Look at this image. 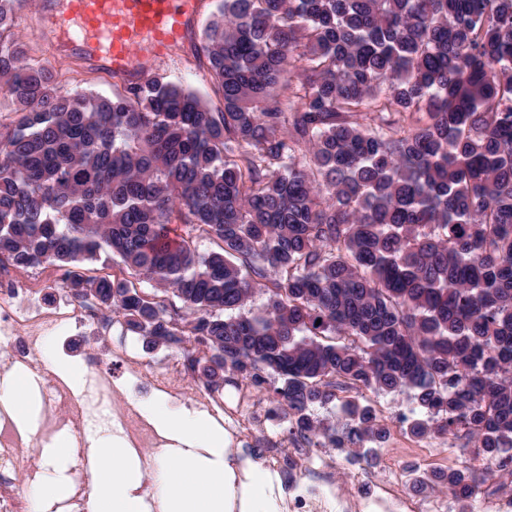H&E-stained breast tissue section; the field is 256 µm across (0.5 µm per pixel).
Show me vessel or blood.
I'll return each instance as SVG.
<instances>
[{
	"label": "vessel or blood",
	"instance_id": "obj_1",
	"mask_svg": "<svg viewBox=\"0 0 512 512\" xmlns=\"http://www.w3.org/2000/svg\"><path fill=\"white\" fill-rule=\"evenodd\" d=\"M196 16V0H68L64 11L43 10L50 31L69 50L121 75L168 56Z\"/></svg>",
	"mask_w": 512,
	"mask_h": 512
}]
</instances>
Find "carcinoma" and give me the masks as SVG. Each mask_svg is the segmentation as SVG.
Returning a JSON list of instances; mask_svg holds the SVG:
<instances>
[{
    "label": "carcinoma",
    "instance_id": "obj_1",
    "mask_svg": "<svg viewBox=\"0 0 512 512\" xmlns=\"http://www.w3.org/2000/svg\"><path fill=\"white\" fill-rule=\"evenodd\" d=\"M23 2L0 0L1 262L65 271L154 347L205 339L204 387L268 375L270 418L369 467L388 429L353 390H409L413 437L512 456V0H222L216 105L159 75L61 92L11 33ZM103 254L177 302L87 275Z\"/></svg>",
    "mask_w": 512,
    "mask_h": 512
}]
</instances>
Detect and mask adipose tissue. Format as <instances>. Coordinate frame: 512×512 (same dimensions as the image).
Instances as JSON below:
<instances>
[{
	"label": "adipose tissue",
	"instance_id": "obj_1",
	"mask_svg": "<svg viewBox=\"0 0 512 512\" xmlns=\"http://www.w3.org/2000/svg\"><path fill=\"white\" fill-rule=\"evenodd\" d=\"M141 411L164 440L151 484L142 487L126 438H92L89 512H284L283 494L270 474L256 465L235 467L223 426L205 411L175 412L161 398L142 404ZM50 456L54 473L31 488L28 512H45L48 502L76 488L65 476L70 449H51Z\"/></svg>",
	"mask_w": 512,
	"mask_h": 512
}]
</instances>
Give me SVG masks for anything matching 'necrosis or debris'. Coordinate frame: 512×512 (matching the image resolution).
Listing matches in <instances>:
<instances>
[{
  "instance_id": "obj_1",
  "label": "necrosis or debris",
  "mask_w": 512,
  "mask_h": 512,
  "mask_svg": "<svg viewBox=\"0 0 512 512\" xmlns=\"http://www.w3.org/2000/svg\"><path fill=\"white\" fill-rule=\"evenodd\" d=\"M63 275L53 272L44 276L42 268L26 273L0 264V337L5 345L9 366L25 369L33 376L41 404L46 411H61L57 428L85 423L94 409L107 405L112 400L111 386L99 385L103 374L104 360L94 347L84 350V366L88 385L82 392H75L54 372L34 364L32 356L42 340L56 327L69 323H101L99 308L90 300H63L55 311H44L41 295L46 288H63ZM185 354H174L152 367L150 383L153 389L170 397L178 398L184 393L186 381L191 373L187 352L201 353L202 344L184 340ZM207 407L211 414L224 421L228 429L236 434L243 447H251L252 430L268 413L267 404L255 397L252 385L242 382L231 386L227 392L209 396ZM426 445L402 449L397 456L382 460L387 479L379 485H371L368 472H359L361 485L367 491L362 497L363 512H445V504L431 502L416 496L400 494L399 486L404 478V462H420L426 455ZM260 460L273 477L282 485H294L308 480V493L294 495L289 501L290 512H331L341 499L330 480L335 470L336 458H323L313 452L312 438L300 431H293L288 439L267 443ZM29 458L23 450V440L13 426L0 427V512H26L25 493L18 478L31 474Z\"/></svg>"
}]
</instances>
